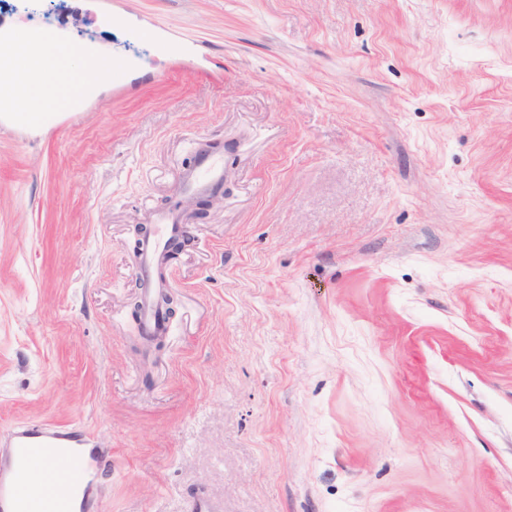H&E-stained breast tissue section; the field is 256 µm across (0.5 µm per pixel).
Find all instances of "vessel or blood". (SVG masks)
I'll return each instance as SVG.
<instances>
[{
	"instance_id": "obj_1",
	"label": "vessel or blood",
	"mask_w": 512,
	"mask_h": 512,
	"mask_svg": "<svg viewBox=\"0 0 512 512\" xmlns=\"http://www.w3.org/2000/svg\"><path fill=\"white\" fill-rule=\"evenodd\" d=\"M187 193L211 195L224 187V156L209 146H201L194 166L182 177ZM184 232L183 214L175 208L158 211L153 216V231L139 246L136 262L144 283L141 297V333L151 336L166 331L164 315L156 303L162 283L157 271L170 243ZM85 442L72 432L48 431L31 426L11 432L0 442V512H71V490L82 481L86 457ZM66 449L61 467L46 469L44 493L36 503L23 497L27 469L47 458L50 450Z\"/></svg>"
}]
</instances>
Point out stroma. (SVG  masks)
I'll use <instances>...</instances> for the list:
<instances>
[{
    "label": "stroma",
    "mask_w": 512,
    "mask_h": 512,
    "mask_svg": "<svg viewBox=\"0 0 512 512\" xmlns=\"http://www.w3.org/2000/svg\"><path fill=\"white\" fill-rule=\"evenodd\" d=\"M36 12L135 67L0 121V438L87 439V512H512V0H13L0 25ZM205 140L224 190L196 216ZM175 203L145 357L133 227ZM189 194H219L224 187V154L207 144L199 148L194 166L181 178Z\"/></svg>",
    "instance_id": "35a3bbf8"
}]
</instances>
